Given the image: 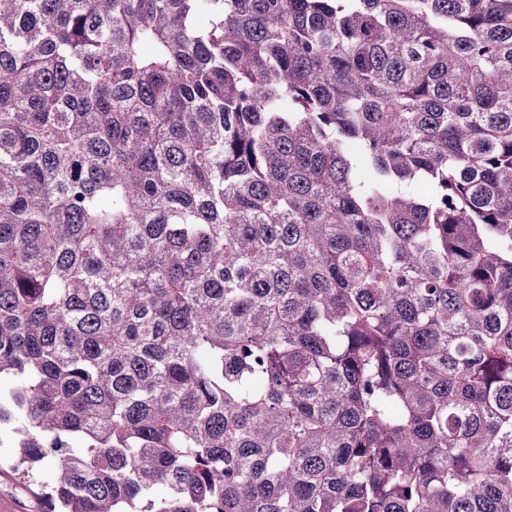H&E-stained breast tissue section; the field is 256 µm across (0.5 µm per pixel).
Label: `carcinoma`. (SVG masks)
<instances>
[{
    "label": "carcinoma",
    "mask_w": 512,
    "mask_h": 512,
    "mask_svg": "<svg viewBox=\"0 0 512 512\" xmlns=\"http://www.w3.org/2000/svg\"><path fill=\"white\" fill-rule=\"evenodd\" d=\"M4 374L51 512H512V0H0Z\"/></svg>",
    "instance_id": "cac0c4a2"
}]
</instances>
